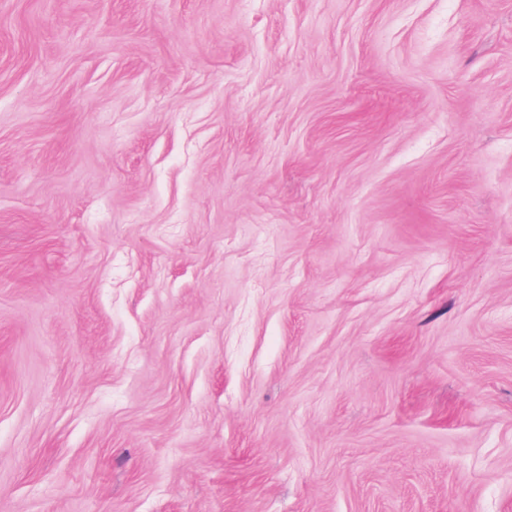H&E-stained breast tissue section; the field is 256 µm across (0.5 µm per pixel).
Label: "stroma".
<instances>
[{"label":"stroma","mask_w":512,"mask_h":512,"mask_svg":"<svg viewBox=\"0 0 512 512\" xmlns=\"http://www.w3.org/2000/svg\"><path fill=\"white\" fill-rule=\"evenodd\" d=\"M0 512H512V0H0Z\"/></svg>","instance_id":"1"}]
</instances>
